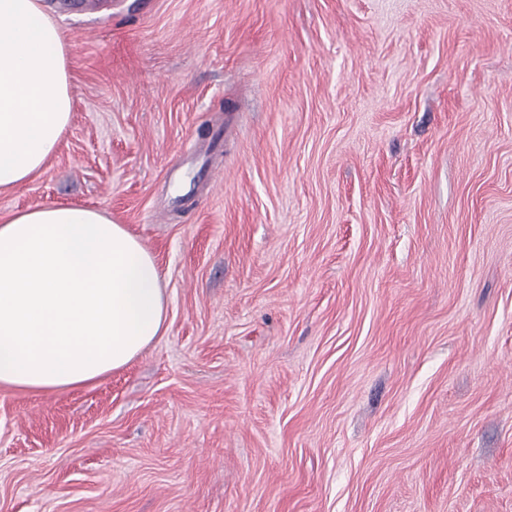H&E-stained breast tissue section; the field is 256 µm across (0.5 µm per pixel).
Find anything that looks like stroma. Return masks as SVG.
Segmentation results:
<instances>
[{"label": "stroma", "mask_w": 512, "mask_h": 512, "mask_svg": "<svg viewBox=\"0 0 512 512\" xmlns=\"http://www.w3.org/2000/svg\"><path fill=\"white\" fill-rule=\"evenodd\" d=\"M166 331L0 388V512H512V0H44Z\"/></svg>", "instance_id": "1"}]
</instances>
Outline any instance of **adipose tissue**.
<instances>
[{"instance_id": "1", "label": "adipose tissue", "mask_w": 512, "mask_h": 512, "mask_svg": "<svg viewBox=\"0 0 512 512\" xmlns=\"http://www.w3.org/2000/svg\"><path fill=\"white\" fill-rule=\"evenodd\" d=\"M69 48L42 0H0V193L39 174L70 125ZM166 307L153 256L105 211L46 204L0 219V386L100 381L162 335Z\"/></svg>"}]
</instances>
